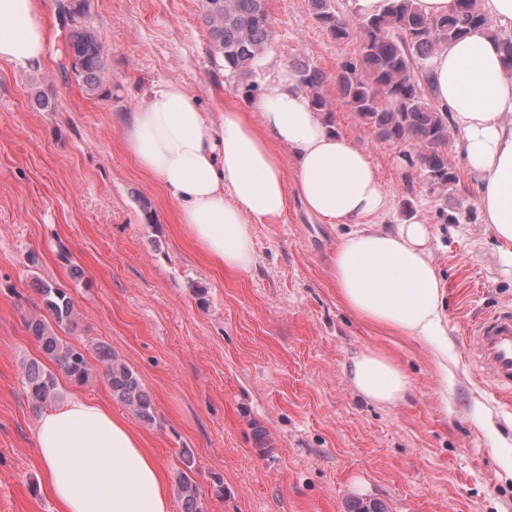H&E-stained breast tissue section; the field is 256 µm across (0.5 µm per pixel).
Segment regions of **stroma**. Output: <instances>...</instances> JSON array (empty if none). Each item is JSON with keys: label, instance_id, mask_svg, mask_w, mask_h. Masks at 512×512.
<instances>
[{"label": "stroma", "instance_id": "1", "mask_svg": "<svg viewBox=\"0 0 512 512\" xmlns=\"http://www.w3.org/2000/svg\"><path fill=\"white\" fill-rule=\"evenodd\" d=\"M56 4L38 0L42 63L0 61V512H57L34 450L40 413L21 384L40 356L25 320L44 312L42 280L73 299L65 341L106 343L138 373L156 412L138 426L145 445L170 481L182 449L192 452L203 512H351L357 501L512 512V403L469 351L476 326L512 307V261L481 222L456 145L448 162L459 182L442 197L409 166L412 145L379 140L342 96L336 74L356 41L334 40L309 0H268L274 36L260 82L278 64H316L334 130L369 152L391 196L380 224L419 215L431 226L446 284L443 364L431 344L364 322L340 299L332 257L352 225L324 223L290 197L281 217L254 225L255 266L228 271L192 244L175 202L127 150L126 117L171 80L203 111L254 108L225 78L201 0H85L107 47V97L76 80ZM38 90L54 111L35 103ZM363 349L404 366L403 402L383 407L356 392L346 365Z\"/></svg>", "mask_w": 512, "mask_h": 512}]
</instances>
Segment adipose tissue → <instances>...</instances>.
Wrapping results in <instances>:
<instances>
[{"mask_svg": "<svg viewBox=\"0 0 512 512\" xmlns=\"http://www.w3.org/2000/svg\"><path fill=\"white\" fill-rule=\"evenodd\" d=\"M479 6L488 26L442 49L429 68L435 100L448 108L477 179L481 219L512 258V70L501 44L503 32H512V0ZM45 50L37 0H0V61L36 65ZM256 111L255 121L233 106L205 112L181 83L167 82L131 113L124 141L174 200L190 238L224 267L251 270L254 225L279 217L293 193L321 220L353 225L336 249L334 279L356 315L405 336H447L445 285L426 220L375 228L390 197L373 162L330 128L287 67L273 71ZM277 143L291 153L293 182L285 180ZM347 372L377 404L396 405L412 389L402 366L379 351L356 353ZM34 443L58 512H170L165 474L139 432L108 406L68 399L41 416Z\"/></svg>", "mask_w": 512, "mask_h": 512, "instance_id": "obj_1", "label": "adipose tissue"}]
</instances>
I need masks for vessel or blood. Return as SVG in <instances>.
<instances>
[{
	"instance_id": "vessel-or-blood-1",
	"label": "vessel or blood",
	"mask_w": 512,
	"mask_h": 512,
	"mask_svg": "<svg viewBox=\"0 0 512 512\" xmlns=\"http://www.w3.org/2000/svg\"><path fill=\"white\" fill-rule=\"evenodd\" d=\"M471 350L495 388L512 394V307L485 319L474 331Z\"/></svg>"
}]
</instances>
